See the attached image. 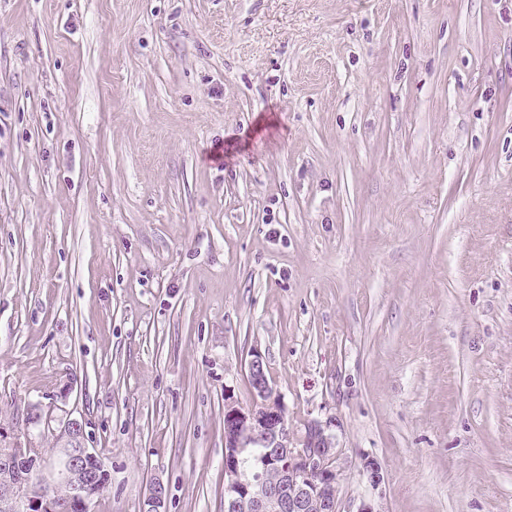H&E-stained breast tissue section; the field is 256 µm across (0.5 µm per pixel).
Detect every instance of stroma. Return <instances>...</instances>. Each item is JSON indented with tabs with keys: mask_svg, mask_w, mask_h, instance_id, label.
Instances as JSON below:
<instances>
[{
	"mask_svg": "<svg viewBox=\"0 0 512 512\" xmlns=\"http://www.w3.org/2000/svg\"><path fill=\"white\" fill-rule=\"evenodd\" d=\"M255 348L340 512H512V0H0V426L224 512Z\"/></svg>",
	"mask_w": 512,
	"mask_h": 512,
	"instance_id": "obj_1",
	"label": "stroma"
}]
</instances>
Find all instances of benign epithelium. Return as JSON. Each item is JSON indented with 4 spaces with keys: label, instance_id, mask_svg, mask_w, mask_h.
<instances>
[{
    "label": "benign epithelium",
    "instance_id": "7a95c632",
    "mask_svg": "<svg viewBox=\"0 0 512 512\" xmlns=\"http://www.w3.org/2000/svg\"><path fill=\"white\" fill-rule=\"evenodd\" d=\"M254 402L239 407L224 394V512H338L341 448L336 418H314L301 434H284L288 410L270 383L259 349L247 365ZM32 433L25 438L0 427V508L5 512H89L92 499L106 478L104 463L87 446L85 423L70 410L60 416L33 405L27 412ZM51 434L56 456L31 473L29 465L42 457L36 438ZM261 452H255V449ZM363 472L373 487L382 483L381 468L372 459ZM68 490L63 505L43 495V489ZM166 488L150 483L143 512H165Z\"/></svg>",
    "mask_w": 512,
    "mask_h": 512
}]
</instances>
